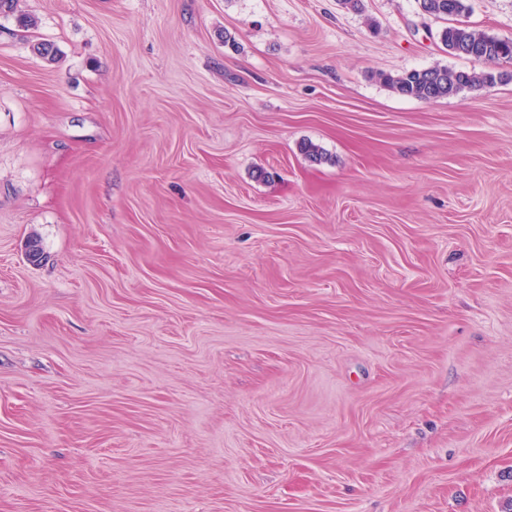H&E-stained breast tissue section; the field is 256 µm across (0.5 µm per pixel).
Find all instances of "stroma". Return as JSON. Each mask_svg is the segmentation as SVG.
<instances>
[{
	"instance_id": "stroma-1",
	"label": "stroma",
	"mask_w": 512,
	"mask_h": 512,
	"mask_svg": "<svg viewBox=\"0 0 512 512\" xmlns=\"http://www.w3.org/2000/svg\"><path fill=\"white\" fill-rule=\"evenodd\" d=\"M468 3L512 38V0ZM446 25L0 13V512H512V80L374 77L474 69ZM439 39L448 53L473 59L486 67L512 61V39L489 36L463 22L444 27ZM486 67L456 71L437 65L397 74L379 72L376 77L397 94L421 100L445 98L465 88L492 87L499 82L512 80L511 72Z\"/></svg>"
}]
</instances>
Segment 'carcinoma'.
<instances>
[{
    "label": "carcinoma",
    "instance_id": "obj_1",
    "mask_svg": "<svg viewBox=\"0 0 512 512\" xmlns=\"http://www.w3.org/2000/svg\"><path fill=\"white\" fill-rule=\"evenodd\" d=\"M422 14L446 19L465 15L466 0H418ZM448 53L473 59L484 68L456 71L442 66L413 69L397 74L380 72L377 79L404 97L434 100L455 95L465 88L492 87L512 80V73L496 69L501 62L512 61V39L487 35L472 26L459 22L444 27L439 34Z\"/></svg>",
    "mask_w": 512,
    "mask_h": 512
}]
</instances>
